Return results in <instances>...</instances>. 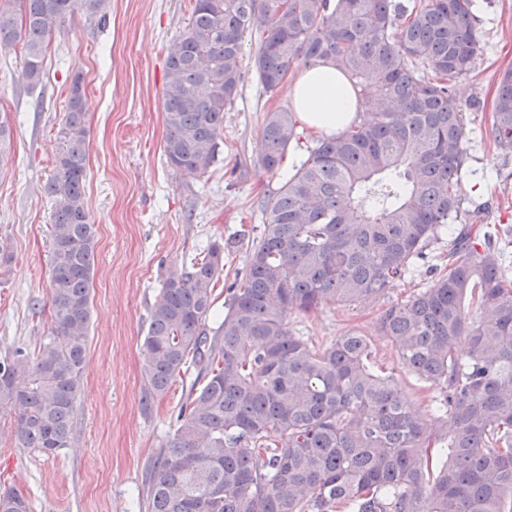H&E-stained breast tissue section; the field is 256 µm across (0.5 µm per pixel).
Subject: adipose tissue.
<instances>
[{
  "instance_id": "obj_1",
  "label": "adipose tissue",
  "mask_w": 512,
  "mask_h": 512,
  "mask_svg": "<svg viewBox=\"0 0 512 512\" xmlns=\"http://www.w3.org/2000/svg\"><path fill=\"white\" fill-rule=\"evenodd\" d=\"M288 96L304 126L313 131L335 134L355 116V96L330 61L304 69L289 86Z\"/></svg>"
}]
</instances>
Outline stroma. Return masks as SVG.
Segmentation results:
<instances>
[{
  "label": "stroma",
  "mask_w": 512,
  "mask_h": 512,
  "mask_svg": "<svg viewBox=\"0 0 512 512\" xmlns=\"http://www.w3.org/2000/svg\"><path fill=\"white\" fill-rule=\"evenodd\" d=\"M194 0H110L107 24L78 13L50 40L36 88L22 77L21 46L0 51V120L12 128L0 166V356L37 352L51 327L54 201L46 187L61 148L59 131L74 79L88 115L85 207L97 229L92 317L81 395L68 447L47 456L16 447L15 417L0 413V491L25 495L31 512H146L149 473L175 430L194 379L173 378L151 411L141 405L143 336L167 270L203 258L213 241L241 228L261 229L263 208L281 184L258 162L264 120L291 109L286 87L264 92L253 71L254 45L243 47L244 81L224 112L215 164L187 177L163 155L167 49L189 25ZM480 55L454 83L464 113L467 158L463 207L478 210L512 280V154L496 145L494 101L512 69V0H476ZM447 234L431 241L413 271L383 295L348 308L295 313L289 326L315 346L351 329L371 337L376 360L392 371L419 415L431 419L432 391L407 374L378 336L390 305L434 284L448 253Z\"/></svg>",
  "instance_id": "obj_1"
}]
</instances>
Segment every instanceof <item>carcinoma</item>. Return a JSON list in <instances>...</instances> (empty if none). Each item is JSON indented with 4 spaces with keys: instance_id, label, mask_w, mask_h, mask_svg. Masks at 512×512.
<instances>
[{
    "instance_id": "1",
    "label": "carcinoma",
    "mask_w": 512,
    "mask_h": 512,
    "mask_svg": "<svg viewBox=\"0 0 512 512\" xmlns=\"http://www.w3.org/2000/svg\"><path fill=\"white\" fill-rule=\"evenodd\" d=\"M106 7L0 0V49L22 44L34 87L52 32L77 11L104 24ZM478 21L473 0H195L167 57L172 167L197 177L215 162L248 36L265 92L296 64L330 60L357 114L291 167L213 332L226 245L167 271L143 337L144 411L175 375H197L152 469L148 512H512V284L483 225H456L436 283L379 319L404 369L436 389L433 420L375 368L367 337L351 331L322 348L289 327L293 313L384 294L461 217L466 131L453 81L475 66ZM493 132L511 151L512 70ZM86 136L76 78L47 186L52 331L37 353L0 357V412L16 415V447L45 454L68 447L88 347L97 239L83 202ZM297 143L294 114L268 112L261 165L281 171ZM7 496L0 512H30L24 495Z\"/></svg>"
}]
</instances>
